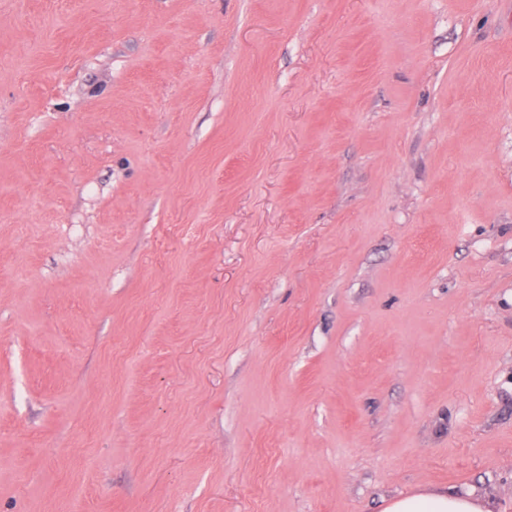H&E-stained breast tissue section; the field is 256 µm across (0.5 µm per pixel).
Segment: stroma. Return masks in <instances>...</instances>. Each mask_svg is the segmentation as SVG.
Returning <instances> with one entry per match:
<instances>
[{
  "label": "stroma",
  "mask_w": 512,
  "mask_h": 512,
  "mask_svg": "<svg viewBox=\"0 0 512 512\" xmlns=\"http://www.w3.org/2000/svg\"><path fill=\"white\" fill-rule=\"evenodd\" d=\"M512 512V0H0V512ZM494 503L472 491L448 492L436 489L391 498L382 512H495Z\"/></svg>",
  "instance_id": "obj_1"
}]
</instances>
